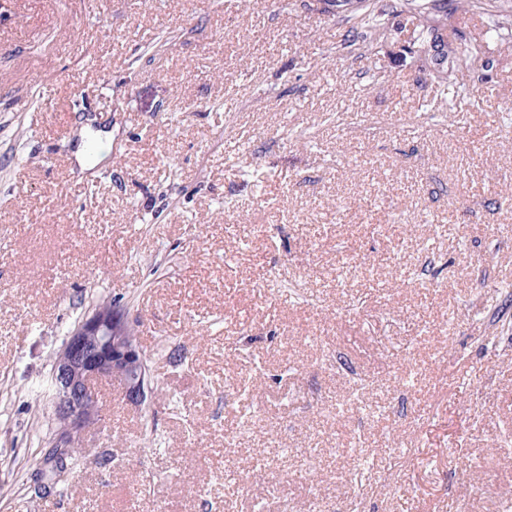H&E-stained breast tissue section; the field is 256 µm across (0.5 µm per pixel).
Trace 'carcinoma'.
Masks as SVG:
<instances>
[{
	"instance_id": "cac0c4a2",
	"label": "carcinoma",
	"mask_w": 512,
	"mask_h": 512,
	"mask_svg": "<svg viewBox=\"0 0 512 512\" xmlns=\"http://www.w3.org/2000/svg\"><path fill=\"white\" fill-rule=\"evenodd\" d=\"M348 5L344 9L354 25L347 31L345 45H356L360 39L377 41L387 33L386 11L375 10L369 0H336ZM413 25V46L428 62L434 82L444 88H466L465 79L477 57V51L466 45L449 47L436 55L437 45L448 31V5L439 0H405Z\"/></svg>"
}]
</instances>
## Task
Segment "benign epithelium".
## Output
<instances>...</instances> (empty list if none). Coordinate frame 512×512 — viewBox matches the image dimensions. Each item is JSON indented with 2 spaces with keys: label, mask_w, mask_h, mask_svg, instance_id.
Instances as JSON below:
<instances>
[{
  "label": "benign epithelium",
  "mask_w": 512,
  "mask_h": 512,
  "mask_svg": "<svg viewBox=\"0 0 512 512\" xmlns=\"http://www.w3.org/2000/svg\"><path fill=\"white\" fill-rule=\"evenodd\" d=\"M130 325L125 310L98 307L68 334L53 363L56 430L50 451L58 480L69 472L67 449L100 420L101 410L94 400L96 384L119 383L127 400L136 406L154 403L147 359L139 344L129 339Z\"/></svg>",
  "instance_id": "7a95c632"
}]
</instances>
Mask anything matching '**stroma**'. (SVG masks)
Instances as JSON below:
<instances>
[{
  "instance_id": "1",
  "label": "stroma",
  "mask_w": 512,
  "mask_h": 512,
  "mask_svg": "<svg viewBox=\"0 0 512 512\" xmlns=\"http://www.w3.org/2000/svg\"><path fill=\"white\" fill-rule=\"evenodd\" d=\"M374 4L359 58L324 0H0V512H512V0H448L444 107ZM103 296L156 401L104 387L39 495Z\"/></svg>"
}]
</instances>
